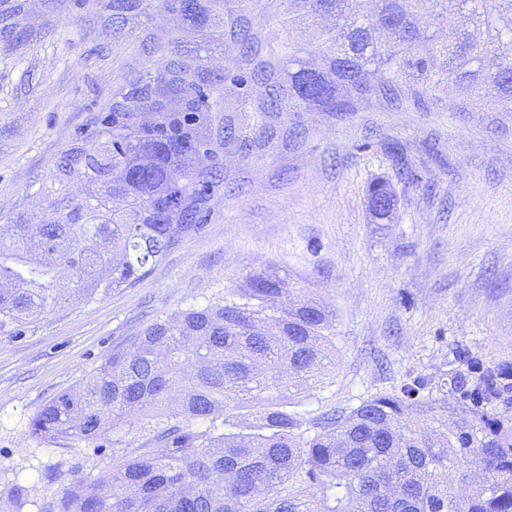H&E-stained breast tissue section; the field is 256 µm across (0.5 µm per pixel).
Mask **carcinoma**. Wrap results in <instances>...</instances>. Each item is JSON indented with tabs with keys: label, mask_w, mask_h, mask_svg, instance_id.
<instances>
[{
	"label": "carcinoma",
	"mask_w": 512,
	"mask_h": 512,
	"mask_svg": "<svg viewBox=\"0 0 512 512\" xmlns=\"http://www.w3.org/2000/svg\"><path fill=\"white\" fill-rule=\"evenodd\" d=\"M141 0H112L114 34ZM246 0H160L194 25L224 8V72L177 47L120 90L99 116L95 152L78 145L55 162L57 191L92 186L53 224H0V333L100 288L139 281L200 228L221 170L202 128L210 113L353 112L379 94L416 100L429 85L464 88L471 104L512 101V0H286L288 28L324 17L319 67L301 49H264ZM454 31L439 35L447 17ZM379 74L377 84L366 80ZM268 88L254 100L249 84ZM152 119L144 121L141 114ZM250 143L224 118V153ZM74 272L61 288L57 268ZM273 270L251 275L222 302L190 306L112 350L78 388L29 422L44 442L112 435L125 448L103 481H75L36 512H512V361L470 355L437 380L416 378L347 411L304 419L328 376L333 314L289 293ZM138 426L133 445L125 428Z\"/></svg>",
	"instance_id": "1"
}]
</instances>
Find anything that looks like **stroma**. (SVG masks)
<instances>
[{
    "label": "stroma",
    "mask_w": 512,
    "mask_h": 512,
    "mask_svg": "<svg viewBox=\"0 0 512 512\" xmlns=\"http://www.w3.org/2000/svg\"><path fill=\"white\" fill-rule=\"evenodd\" d=\"M219 26L196 28L144 0L122 39L111 0H0V224L58 217L50 172L80 142L113 93L150 68L144 36L199 48L223 69ZM457 89L423 104L372 97L354 112H283L274 139L220 158L224 181L201 229L139 282L46 310L0 335V512L25 487L28 506L112 469V439L59 441L43 451L34 411L93 374L114 348L161 317L223 299L225 289L275 270L292 292L334 313L333 361L320 401L357 405L457 354L512 361V111L465 106ZM389 181L390 223H373L367 187Z\"/></svg>",
    "instance_id": "35a3bbf8"
}]
</instances>
